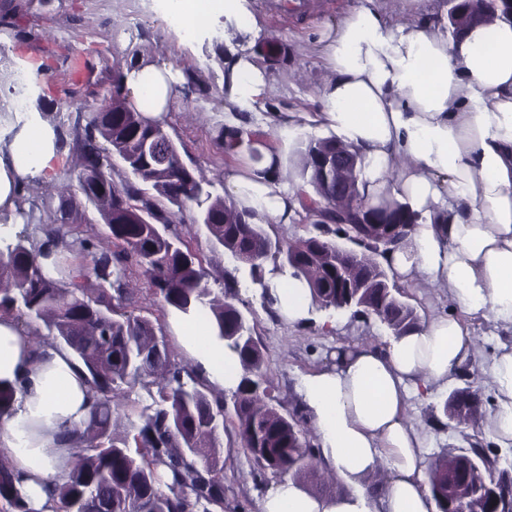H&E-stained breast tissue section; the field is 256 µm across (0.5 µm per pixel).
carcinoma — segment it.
I'll list each match as a JSON object with an SVG mask.
<instances>
[{
  "instance_id": "cac0c4a2",
  "label": "carcinoma",
  "mask_w": 512,
  "mask_h": 512,
  "mask_svg": "<svg viewBox=\"0 0 512 512\" xmlns=\"http://www.w3.org/2000/svg\"><path fill=\"white\" fill-rule=\"evenodd\" d=\"M448 33L459 36L487 22L512 23L502 0H447ZM50 87L40 88L36 107L53 114L61 143H66L60 110L72 103L48 96ZM85 119L79 147V169L99 168L100 186L77 183L83 201L64 205L59 200L62 225L44 234L55 246L77 250L86 263L68 270L65 277L47 276L38 261L40 248L34 240L16 236L0 252V314L25 315L39 321L36 339L68 348L86 369L93 392L87 418L74 430L75 447L64 481L55 485L54 512H86L90 498L94 512H209L208 506H224V465L215 455L218 435L213 427L224 422L228 408L236 417L235 431L242 448L262 477L270 472L293 479L319 475L314 437L304 430L295 413H283L271 396L272 382L264 373L265 357L249 316L239 308L240 283L228 276L215 289L197 254L171 231V224L184 211L195 224L207 228L211 242L243 263L253 284L263 280L271 261L305 278L321 310L341 311L336 299L361 300L350 308L352 315L374 316L399 335L419 324L416 309L405 300L402 288L386 293L380 288H358L357 280L380 275L395 282L391 268L381 259L390 249L360 235L351 225L354 205L367 204L360 196L359 170L345 171L350 184L346 197H336L334 177L326 164L336 150L346 151L334 137L310 138L302 143L299 179L311 186L317 198L299 193L308 214L319 217L314 227L330 228L361 247L350 256L336 243L319 235L288 243L271 237L252 215L214 193L219 178L188 167L176 143L160 134V123L152 124L130 107L119 93V85L93 105L76 107ZM132 158L147 173L155 194H146L131 183L121 187L112 181V154ZM168 207H163L158 198ZM19 207L26 220L34 210L49 208L52 199L27 197ZM93 207L108 229L67 240L63 225L83 221ZM373 215L402 243L419 215L394 199L369 206ZM137 266L149 288L150 302L185 314L209 312L218 337L238 354L246 375L231 394V402L214 394L191 369L172 359L162 328L135 310L128 309V270ZM150 392L151 404L130 423L126 434L116 435L114 426L123 402L135 386ZM15 390L0 386V418L11 415ZM479 399L470 388H461L444 405L450 419L462 424L478 411ZM468 447L451 449L428 471L431 492L439 512H499L497 500L485 493L495 479L489 468L482 439L466 436ZM0 497L15 510L22 498L15 487L9 462L0 458Z\"/></svg>"
}]
</instances>
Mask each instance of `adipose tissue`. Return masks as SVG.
Returning <instances> with one entry per match:
<instances>
[{
    "label": "adipose tissue",
    "instance_id": "adipose-tissue-1",
    "mask_svg": "<svg viewBox=\"0 0 512 512\" xmlns=\"http://www.w3.org/2000/svg\"><path fill=\"white\" fill-rule=\"evenodd\" d=\"M180 29L223 17L250 30L248 0H176ZM445 16L395 23L364 0L321 36L331 72L314 121L361 160L360 192L370 204L392 197L420 214L405 243L387 254L406 279L447 288L454 306L473 316L512 322V24L478 26L459 39ZM185 79L172 66L134 60L122 91L145 120L166 118ZM229 102L265 98L269 78L255 55L225 63ZM274 146L258 144L260 162L226 174V188L255 223H292L301 206L284 182V146L306 128L273 115ZM67 164L55 126L42 113H0V252L26 188L57 180ZM265 299L277 317L303 325L317 309L305 279L267 265ZM170 326L198 373L236 390L244 368L201 313L172 312ZM32 328L0 314V381L16 391L0 420V455L13 463L28 512H53L51 485L69 459L67 429L86 416V371L68 351L35 345ZM473 339L456 317L439 315L378 345L336 350L329 366L307 376L303 406L315 427L317 455L340 489L316 493L286 477L267 490L259 512H437L424 443L409 424L406 400L471 369ZM494 409L483 434L512 446V347L494 356ZM383 482H373L379 470Z\"/></svg>",
    "mask_w": 512,
    "mask_h": 512
}]
</instances>
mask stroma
Here are the masks:
<instances>
[{"mask_svg": "<svg viewBox=\"0 0 512 512\" xmlns=\"http://www.w3.org/2000/svg\"><path fill=\"white\" fill-rule=\"evenodd\" d=\"M363 0H250L257 31L245 34L225 27L223 20L209 23L207 31L191 40L177 37L174 26L156 11L150 0H34L22 21L23 28L49 35V42H30L34 53L52 47L59 55L48 72L57 95L73 93L75 102L94 104L109 89L117 66L133 58L167 62L184 75L187 91L175 101L166 130L179 147L184 162L214 175L242 165V158L225 154L215 140V130L224 123L231 106L224 97V54L217 51L213 36L223 31L232 44L261 54L263 45L277 44L284 59L268 67L272 93L241 111L243 120L263 127L271 113L311 115L321 109V91L329 77L317 42L326 26L358 8ZM137 28H130V20ZM202 261L210 280H223L237 266L223 248L212 246L201 224L178 227ZM409 302L420 319L452 312L447 289L416 279L405 282ZM257 324L256 334L265 355V370L273 384V395L283 411L301 406L304 379L329 360L336 347L367 340H383L390 334L376 318L335 314L333 330L317 322L291 326L275 319L261 298L241 286ZM476 340L469 385L478 389L483 401L481 414L470 422L481 427L492 408L491 359L502 344H512V324L481 317H464ZM450 386L435 387L428 400L410 397L406 412L414 430L425 439L427 459H435L451 448L465 447L464 434L443 413ZM217 453L224 462V505L212 512H258V502L272 487L275 476L262 482L252 477L253 461L239 446L233 423H226Z\"/></svg>", "mask_w": 512, "mask_h": 512, "instance_id": "35a3bbf8", "label": "stroma"}]
</instances>
